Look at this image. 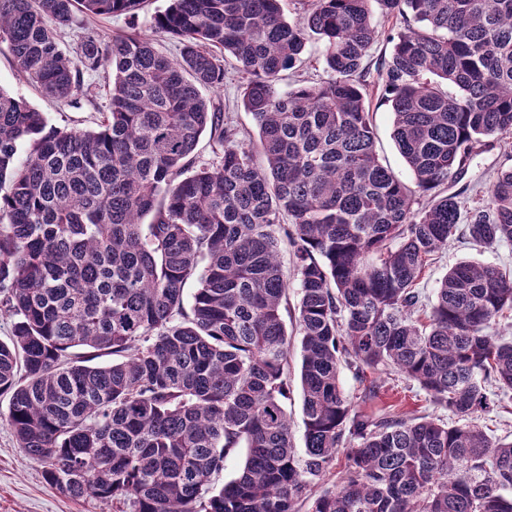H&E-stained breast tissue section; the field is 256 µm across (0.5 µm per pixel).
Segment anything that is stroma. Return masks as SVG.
I'll use <instances>...</instances> for the list:
<instances>
[{
	"mask_svg": "<svg viewBox=\"0 0 512 512\" xmlns=\"http://www.w3.org/2000/svg\"><path fill=\"white\" fill-rule=\"evenodd\" d=\"M130 20L125 15H104L85 18L82 26L67 31L64 43L69 51H76L84 30H93L103 44H110L116 37L127 33ZM241 77L239 65L234 59L224 62V83L211 92L214 102L220 103L225 117L245 134L256 135L252 115L241 104ZM85 87L92 96L91 101L72 107L64 102L46 98L31 83L21 79L8 51H0V89L24 97L33 107L44 112L50 125L61 129L95 128L99 114L98 105L104 104L112 75L99 71L84 75ZM376 133V151L383 165L406 185H413V177L392 138L393 116L384 103L380 89H373L369 98ZM512 156V135L488 139L483 149L474 155L455 181L449 182L448 192L462 193L467 205H474L485 196L498 169ZM464 260H477L492 264L512 273V245L497 244L491 247L474 244L466 225H458L449 239L446 249L436 253L426 268L419 288L426 297H433L439 280L448 269ZM341 385L345 394L357 409L376 413L389 409L391 415L405 417L435 412L426 393L404 376L387 369L367 372L365 380H356L352 371L342 370ZM380 386L379 398L366 402L362 399L364 384ZM8 412L7 397H0V512H112L111 507L94 501H74L46 486L41 465L24 457L16 446L4 416Z\"/></svg>",
	"mask_w": 512,
	"mask_h": 512,
	"instance_id": "35a3bbf8",
	"label": "stroma"
}]
</instances>
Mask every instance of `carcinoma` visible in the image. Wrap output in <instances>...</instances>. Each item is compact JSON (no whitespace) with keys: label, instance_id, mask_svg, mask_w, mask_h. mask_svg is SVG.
Here are the masks:
<instances>
[{"label":"carcinoma","instance_id":"carcinoma-1","mask_svg":"<svg viewBox=\"0 0 512 512\" xmlns=\"http://www.w3.org/2000/svg\"><path fill=\"white\" fill-rule=\"evenodd\" d=\"M142 4L0 0V46L46 96L76 106L83 73H113L94 130L52 127L0 89V311L13 318L0 396L17 448L51 489L112 512H298L341 450L340 486L311 512H512V440L473 422L487 386L512 393V341L488 333L512 311V276L461 262L428 311L417 288L462 222L478 243L512 244V166L466 212L442 194L512 134V0H311L297 24L281 0H170L153 21L176 58L135 30L106 46L88 31L75 60L63 50L79 17L133 20ZM382 36L392 50L371 84ZM312 39L328 78L282 91ZM226 57L256 141L205 95ZM374 85L414 190L376 155ZM206 131L222 156L199 164ZM418 191L432 199L416 209ZM282 241L300 288L302 458ZM101 352L112 362L91 364ZM342 365L359 379L394 369L461 424L363 412ZM241 448L237 477L211 487ZM285 323L288 329V334L292 335V341L294 343L293 355L290 359V370L292 373L295 372L296 381L293 387V394L291 400H288L287 410L291 425L292 438L294 446L298 455L303 456L305 453V426L303 423L302 414V397L300 390V383L298 379L301 357H300V339L295 328V321L292 320L290 315L284 312Z\"/></svg>","mask_w":512,"mask_h":512}]
</instances>
